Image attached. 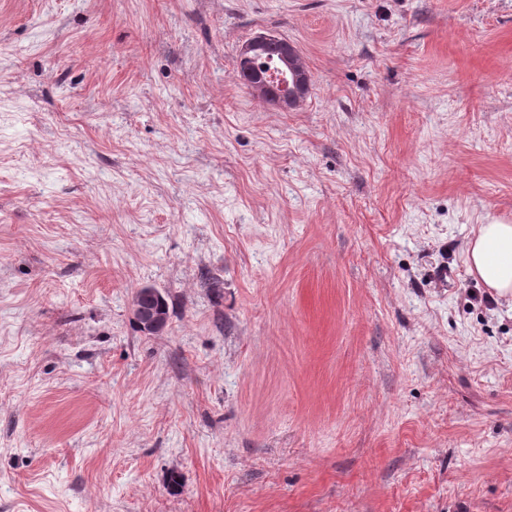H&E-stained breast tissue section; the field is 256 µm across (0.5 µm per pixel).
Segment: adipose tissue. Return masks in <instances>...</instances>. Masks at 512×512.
Instances as JSON below:
<instances>
[{
    "label": "adipose tissue",
    "mask_w": 512,
    "mask_h": 512,
    "mask_svg": "<svg viewBox=\"0 0 512 512\" xmlns=\"http://www.w3.org/2000/svg\"><path fill=\"white\" fill-rule=\"evenodd\" d=\"M464 253L470 274L512 306V223L493 219L479 225Z\"/></svg>",
    "instance_id": "1"
}]
</instances>
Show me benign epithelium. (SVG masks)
<instances>
[{"mask_svg":"<svg viewBox=\"0 0 512 512\" xmlns=\"http://www.w3.org/2000/svg\"><path fill=\"white\" fill-rule=\"evenodd\" d=\"M275 53L288 74L281 76L277 88H272L263 75L252 69L253 61L264 55ZM237 60L240 69L249 80V89L261 98L274 99V105L281 109H291L303 102L311 90V78L303 67V57L297 48L286 38L275 33H260L246 42L239 50ZM161 291L148 285L139 288L131 301L132 319L147 335L162 333L168 325V317L158 304Z\"/></svg>","mask_w":512,"mask_h":512,"instance_id":"obj_1","label":"benign epithelium"}]
</instances>
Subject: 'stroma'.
Here are the masks:
<instances>
[{
  "mask_svg": "<svg viewBox=\"0 0 512 512\" xmlns=\"http://www.w3.org/2000/svg\"><path fill=\"white\" fill-rule=\"evenodd\" d=\"M491 218L512 0H0V512H512ZM272 50L289 73L288 77L287 72L283 73L281 82L276 89L271 87L270 84H274V82L268 75L270 69H275L272 64L268 66L266 61L259 60L257 62L258 69L266 73L268 81L260 72L251 67L256 58L264 54L268 55L272 53ZM237 60L240 63V69L248 77L251 92L261 98H274V105L281 109H291L297 106L310 93L311 78L308 70L302 65L304 61L302 55L291 42L278 34L260 33L250 38L240 46ZM464 253L470 274L512 306V224L502 219L480 224ZM161 291L151 286L139 288L131 301L132 319L143 329L146 335L162 333L168 325V317L158 304Z\"/></svg>",
  "mask_w": 512,
  "mask_h": 512,
  "instance_id": "1",
  "label": "stroma"
}]
</instances>
